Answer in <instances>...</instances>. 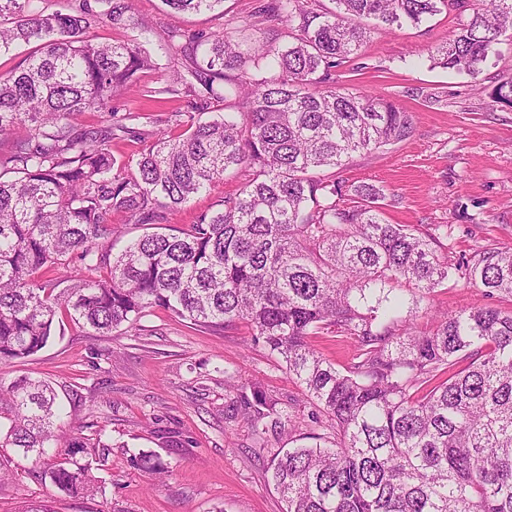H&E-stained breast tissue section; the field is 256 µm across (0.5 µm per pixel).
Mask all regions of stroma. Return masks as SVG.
I'll list each match as a JSON object with an SVG mask.
<instances>
[{
    "label": "stroma",
    "instance_id": "1",
    "mask_svg": "<svg viewBox=\"0 0 512 512\" xmlns=\"http://www.w3.org/2000/svg\"><path fill=\"white\" fill-rule=\"evenodd\" d=\"M262 2L224 0L220 10L176 14L161 0H132L131 22L97 26L90 36L98 42L139 37L157 67L141 73L137 89L115 97L111 111L85 114L84 124L102 128L125 118L129 134L112 142L121 163L142 149L139 136L155 121L176 128L191 109L187 98L168 94L157 104L147 96L169 79L167 31L222 32L253 42L272 30L286 34V23L258 16ZM460 18L451 5L420 26L372 33L359 56L336 70L338 88L384 96L413 122L409 139L356 154L338 177L383 189L388 223L448 225L443 252L457 263L486 247H512V105L495 98L498 84L512 78V40L498 45L477 76L432 67V48L451 37ZM243 181V173H226L208 193L171 213L170 224L192 223ZM433 303L442 312L486 305L512 311V298L487 296L462 279L437 289ZM141 324L138 336H93L67 321L36 355L0 364V383L21 376L48 381L81 436L100 437L110 447L105 484L79 495L60 492L16 449H1L0 465L11 478L0 484V512L42 500L54 512H281L255 437L246 426L225 427L233 392L224 372L258 383L285 416L310 411L303 387L253 344L245 325L215 332L160 308ZM169 432L184 446L166 447ZM139 449L169 462L168 475L157 481L136 469L130 454Z\"/></svg>",
    "mask_w": 512,
    "mask_h": 512
}]
</instances>
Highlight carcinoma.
I'll return each instance as SVG.
<instances>
[{"label": "carcinoma", "mask_w": 512, "mask_h": 512, "mask_svg": "<svg viewBox=\"0 0 512 512\" xmlns=\"http://www.w3.org/2000/svg\"><path fill=\"white\" fill-rule=\"evenodd\" d=\"M0 0V54L35 43L0 75V362L22 361L54 336L64 315L96 333L142 331L162 308L222 331L239 322L304 386L311 420L282 421L257 384L224 371L235 396L228 422L244 423L281 447L268 472L283 512H512V312L466 308L430 331L414 317L456 276L489 295L512 296V248L466 263L441 254L440 224L423 229L382 219L383 190L336 178L356 153L412 134L408 113L375 94L336 88V68L371 37L363 20L389 32L419 25L448 0H268L262 15L287 23L291 41L249 45L222 33L170 30L174 53L163 94L192 99L177 134L147 133L151 145L113 173L111 142L128 127L81 123L111 111L112 99L155 68L135 39L99 43L98 25H124L131 0ZM174 12L203 13L224 0H163ZM512 31V0L472 8L433 66L477 75ZM238 112L201 119L214 103ZM230 169L246 173L238 193L181 228L167 214L189 204ZM153 228L112 253V214ZM86 273L55 293L40 274L69 259ZM406 287L409 315H385ZM355 340L339 369L312 339ZM56 395L44 381L0 385V447L43 462L65 494L100 482L101 439L74 441L46 461L60 437ZM156 478L168 466L151 451L131 455Z\"/></svg>", "instance_id": "1"}]
</instances>
